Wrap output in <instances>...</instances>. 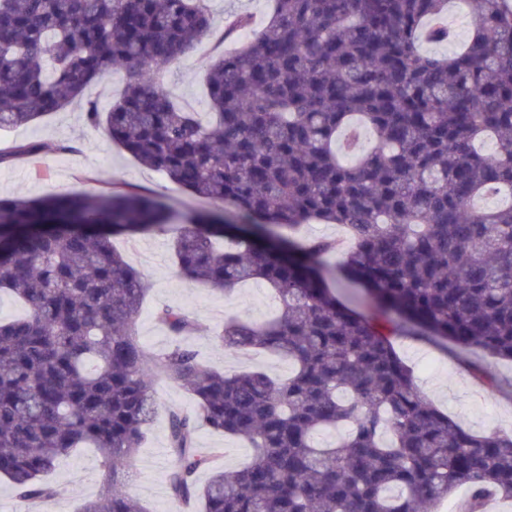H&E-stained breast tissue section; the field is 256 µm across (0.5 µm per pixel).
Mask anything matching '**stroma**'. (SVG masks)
Listing matches in <instances>:
<instances>
[{
  "label": "stroma",
  "mask_w": 512,
  "mask_h": 512,
  "mask_svg": "<svg viewBox=\"0 0 512 512\" xmlns=\"http://www.w3.org/2000/svg\"><path fill=\"white\" fill-rule=\"evenodd\" d=\"M210 42L199 44L185 61L163 72L165 86L188 108L206 111L202 73L212 56ZM42 140L65 143L66 153L29 157L13 165L0 166V196L39 198L52 194L84 192L94 194L108 187H134L161 198L177 211L195 207L196 201L159 173L142 166L101 132L84 121L80 106L73 105L24 128L0 132V147L22 141ZM171 236L153 233L132 239H118L116 245L150 283L151 290L137 321L141 342L150 350L166 351L172 338L153 316L159 305L192 311L199 331L186 337L185 345L198 359L225 373L260 367L272 376H287V360L265 354L224 348L215 337L226 314L235 312L255 321L271 315L277 307L273 292L262 282H251L232 296L208 291L177 275L169 254ZM395 347L417 373L418 386L443 411L462 425L481 430L496 425L512 429V362L501 361L494 370L501 386L496 391L479 387L469 373L471 364L482 362L478 352L456 353L424 341L400 337ZM157 411L137 449L127 477L130 494L140 500L148 512H175L167 480L173 463L168 443V411L178 407L191 410L193 397L173 381H165L155 390ZM102 458L92 448H83L61 458L47 476L57 493L45 501H27L19 497L12 484L0 478V512H77L86 500L94 498L101 485Z\"/></svg>",
  "instance_id": "1"
}]
</instances>
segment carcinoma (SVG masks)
<instances>
[{"mask_svg":"<svg viewBox=\"0 0 512 512\" xmlns=\"http://www.w3.org/2000/svg\"><path fill=\"white\" fill-rule=\"evenodd\" d=\"M264 27L204 66L206 112L179 105L156 79L211 40L209 0H0V129L74 103L84 120L140 164L231 213L174 209L134 190L34 199L0 196V476L28 500L77 448L103 458L99 495L79 512H146L124 475L153 418L156 381L190 392L169 411L174 505L203 512H434L462 485L464 512L512 499V432L473 431L419 388L393 338L412 336L512 361V0H463L471 34L431 21L448 0H269ZM232 12L223 38L251 28ZM107 107L87 96L116 68ZM366 126L373 143L343 161ZM494 140L484 154L478 143ZM71 150L26 141L18 156ZM310 223L344 228L350 246L310 239ZM172 233L185 279L230 292L262 281L277 313L224 321V347L276 354L228 375L175 342L145 349L136 323L149 283L116 251L117 237ZM340 254L338 263L329 257ZM358 284L343 303L336 277ZM170 335L197 331L192 312L156 311ZM476 383L498 388L491 365ZM339 427L347 435L327 442ZM202 428L245 440L252 462L202 454ZM210 472L200 486L196 476ZM448 22L454 29L455 42L448 43V45H433L429 43H423L422 49L426 52H450L454 50L459 44H461L469 35L470 26L467 17L459 10V8L450 4L448 7Z\"/></svg>","mask_w":512,"mask_h":512,"instance_id":"obj_1","label":"carcinoma"}]
</instances>
